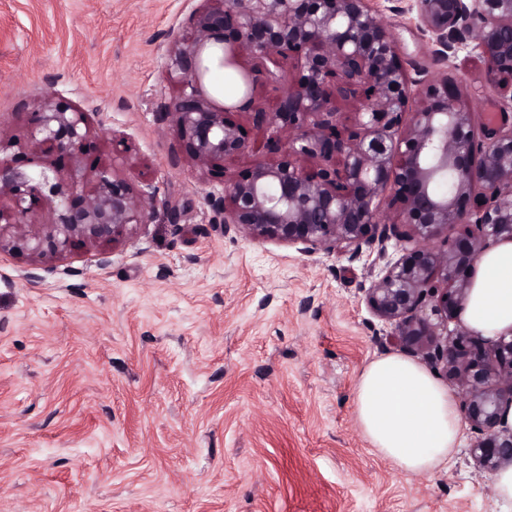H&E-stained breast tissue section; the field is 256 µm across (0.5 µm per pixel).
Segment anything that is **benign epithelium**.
<instances>
[{"mask_svg": "<svg viewBox=\"0 0 512 512\" xmlns=\"http://www.w3.org/2000/svg\"><path fill=\"white\" fill-rule=\"evenodd\" d=\"M200 0L190 35L171 39L167 76L178 95L162 115L175 126L195 163L224 174L220 162L249 151L226 114L245 112L280 158L259 159L240 179L207 194L224 232L276 242L305 255L348 259L376 252L384 265L365 289V303L392 326V339L420 355L457 388L465 421L476 434L470 453L489 474L512 465V333L494 341L448 323L464 309L477 259L512 242V0ZM415 23L429 64L410 73L394 29ZM462 52L486 64L484 81L507 90L498 116L476 126L450 76ZM245 56L249 68L239 64ZM299 67L288 84L281 75ZM236 70L241 93L219 101L208 91L212 66ZM261 81L284 83L276 108L254 96ZM351 104L339 125L337 102ZM70 158V177L89 178L82 200L61 192L49 175L19 171L0 156V197L12 201L0 225V253L38 260L130 238L155 216L156 188L138 192L106 168L87 169L93 150L84 112L46 101L32 135ZM47 209L57 219L32 224ZM454 234H448V230ZM412 241L397 259L387 245ZM431 306L436 322L423 315Z\"/></svg>", "mask_w": 512, "mask_h": 512, "instance_id": "obj_1", "label": "benign epithelium"}]
</instances>
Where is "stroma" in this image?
I'll return each instance as SVG.
<instances>
[{"label":"stroma","instance_id":"obj_1","mask_svg":"<svg viewBox=\"0 0 512 512\" xmlns=\"http://www.w3.org/2000/svg\"><path fill=\"white\" fill-rule=\"evenodd\" d=\"M198 0H0V144L30 147L45 98L83 110L100 164L157 189L132 240L52 265L0 254V512H505L464 431L447 466L407 474L355 418L372 360L396 353L362 298L370 257L304 255L225 233L219 184L159 112ZM476 56L451 74L485 123ZM229 119L267 157L247 114ZM181 211L170 223L168 207Z\"/></svg>","mask_w":512,"mask_h":512}]
</instances>
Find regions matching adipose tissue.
<instances>
[{
	"label": "adipose tissue",
	"mask_w": 512,
	"mask_h": 512,
	"mask_svg": "<svg viewBox=\"0 0 512 512\" xmlns=\"http://www.w3.org/2000/svg\"><path fill=\"white\" fill-rule=\"evenodd\" d=\"M476 269L463 321L495 340L512 331V243L488 250ZM355 412L372 451L406 473L435 470L460 441L455 395L426 367L402 355L382 356L364 367Z\"/></svg>",
	"instance_id": "adipose-tissue-1"
}]
</instances>
